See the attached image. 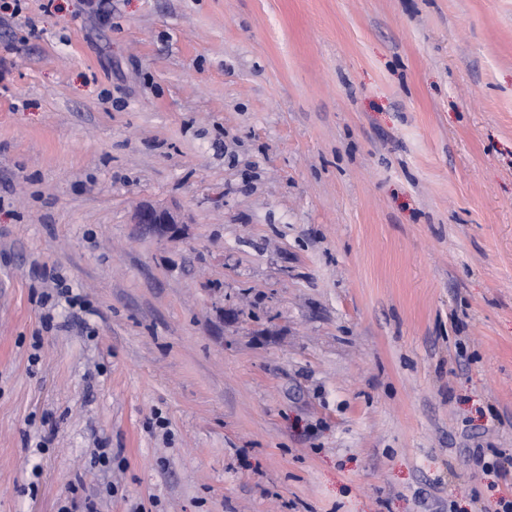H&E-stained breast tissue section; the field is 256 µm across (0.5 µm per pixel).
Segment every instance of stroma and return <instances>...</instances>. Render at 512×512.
Masks as SVG:
<instances>
[{
  "label": "stroma",
  "instance_id": "stroma-1",
  "mask_svg": "<svg viewBox=\"0 0 512 512\" xmlns=\"http://www.w3.org/2000/svg\"><path fill=\"white\" fill-rule=\"evenodd\" d=\"M73 485L512 496V0H0V512ZM183 223L169 210L153 205L142 204L135 211L134 224L169 240H178L185 235L186 225Z\"/></svg>",
  "mask_w": 512,
  "mask_h": 512
}]
</instances>
